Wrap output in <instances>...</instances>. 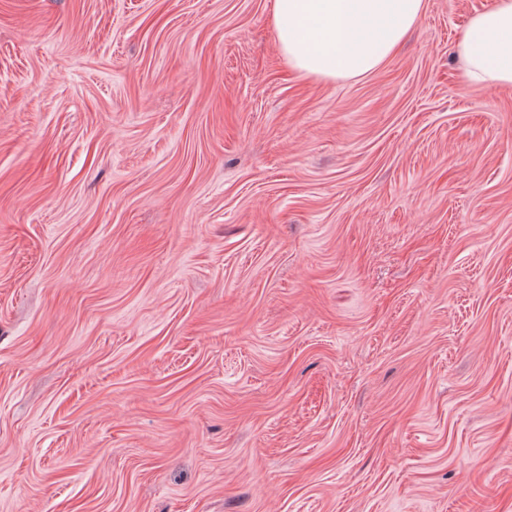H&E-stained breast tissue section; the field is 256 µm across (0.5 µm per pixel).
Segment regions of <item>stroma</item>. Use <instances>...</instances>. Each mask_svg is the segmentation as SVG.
Here are the masks:
<instances>
[{
    "instance_id": "obj_1",
    "label": "stroma",
    "mask_w": 512,
    "mask_h": 512,
    "mask_svg": "<svg viewBox=\"0 0 512 512\" xmlns=\"http://www.w3.org/2000/svg\"><path fill=\"white\" fill-rule=\"evenodd\" d=\"M273 0H0V512H512L493 0L322 81ZM455 53L462 64V82L512 87V0H495L491 7L476 11Z\"/></svg>"
}]
</instances>
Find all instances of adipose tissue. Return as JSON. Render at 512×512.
Listing matches in <instances>:
<instances>
[{"instance_id":"1","label":"adipose tissue","mask_w":512,"mask_h":512,"mask_svg":"<svg viewBox=\"0 0 512 512\" xmlns=\"http://www.w3.org/2000/svg\"><path fill=\"white\" fill-rule=\"evenodd\" d=\"M423 11L424 0H273L282 55L298 73L322 80L376 71ZM455 53L462 82L512 87V0L475 12Z\"/></svg>"}]
</instances>
